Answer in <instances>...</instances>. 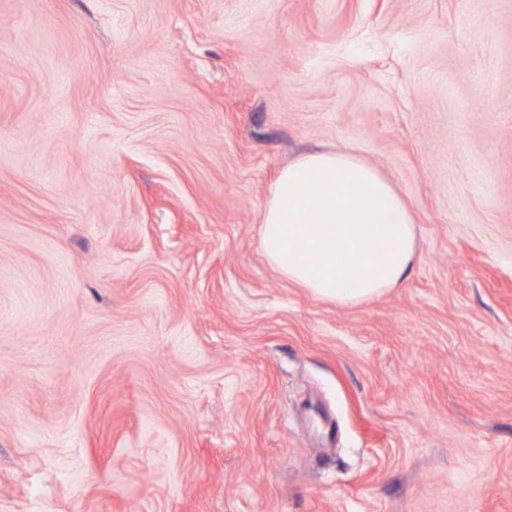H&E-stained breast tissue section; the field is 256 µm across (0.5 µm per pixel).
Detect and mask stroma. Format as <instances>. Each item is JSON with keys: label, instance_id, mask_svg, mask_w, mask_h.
Listing matches in <instances>:
<instances>
[{"label": "stroma", "instance_id": "35a3bbf8", "mask_svg": "<svg viewBox=\"0 0 512 512\" xmlns=\"http://www.w3.org/2000/svg\"><path fill=\"white\" fill-rule=\"evenodd\" d=\"M321 150L367 303L261 249ZM0 512H512V0H0ZM260 239L284 277L341 304L397 288L417 258L408 204L348 152L305 154L284 167L264 206Z\"/></svg>", "mask_w": 512, "mask_h": 512}]
</instances>
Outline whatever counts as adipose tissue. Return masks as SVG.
<instances>
[{
  "label": "adipose tissue",
  "instance_id": "ef3b65f1",
  "mask_svg": "<svg viewBox=\"0 0 512 512\" xmlns=\"http://www.w3.org/2000/svg\"><path fill=\"white\" fill-rule=\"evenodd\" d=\"M260 239L284 277L341 304L400 286L417 258L408 204L347 152L305 154L284 167L264 206Z\"/></svg>",
  "mask_w": 512,
  "mask_h": 512
}]
</instances>
